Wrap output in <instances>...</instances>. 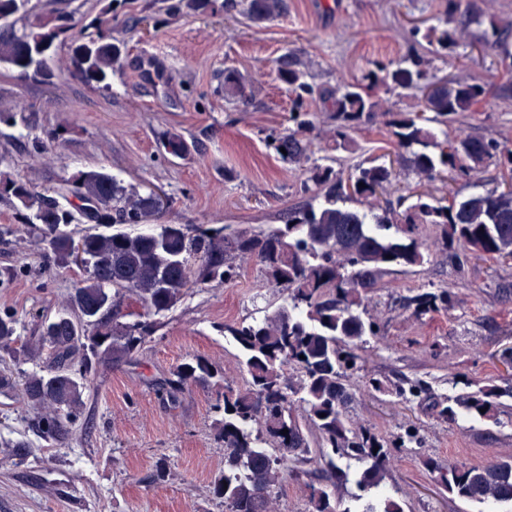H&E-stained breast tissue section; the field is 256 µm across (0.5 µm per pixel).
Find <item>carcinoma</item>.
<instances>
[{"instance_id": "cac0c4a2", "label": "carcinoma", "mask_w": 512, "mask_h": 512, "mask_svg": "<svg viewBox=\"0 0 512 512\" xmlns=\"http://www.w3.org/2000/svg\"><path fill=\"white\" fill-rule=\"evenodd\" d=\"M211 0H159L150 4L159 12L195 15ZM28 0H0V64L19 75L54 77L48 60L57 44H70L72 76L96 87L110 86L121 61V48L109 39L112 6L90 24L77 28L70 13L51 9L15 29L18 14ZM246 14L254 21L280 17L287 0H246ZM94 33H87V29ZM432 54L456 44L448 30L432 27L426 35ZM287 52L276 62V77L288 86L293 126L269 135L275 151L285 149L292 163L307 159L308 133L315 127L320 101L334 123L333 144L348 151L355 146L351 133L384 118L397 157L406 161L419 180L432 181L446 170L476 176L493 165L502 182H512V151L501 150L478 136L448 138L437 128L455 123L486 96L480 83L433 80L429 61L410 56L397 63H374L362 79L324 90L307 80ZM433 91L414 112H387L369 90L377 85L389 91H413L425 81ZM252 86L232 68L224 69V97L242 103L252 98ZM165 151L181 156L187 142L169 133ZM397 173L393 164L366 159L346 178L330 165L311 169L314 195L288 209L286 223L273 231L247 228L233 235L222 227L161 224L150 234L115 230L117 224H139L161 211L158 195L141 196L127 190L113 176L79 171L64 181L68 207L46 203L31 186L11 177L0 178V195L15 198L30 211L29 223L38 226L46 256L64 265L74 260L88 268V277L76 282L67 309L44 320L35 338L38 350L49 351L46 375L32 374L22 384V400L34 409L50 408L40 433L48 440L64 436L83 406L88 378L100 364L130 360L139 353L155 327L151 318L172 309L192 282L227 283L240 273L241 260L260 267L266 280L279 288L284 304L263 318L224 323V335L238 345L249 381L243 388L224 384L217 408L215 436L224 446V470L211 484V493L224 503V512H274L281 486L300 475V466L319 459L334 471L336 460L350 458L361 465L358 484L376 492L360 512H403L385 489L384 479L393 452L419 443L417 430L387 440L372 428L349 417L351 375L362 370L355 347L376 335V322L367 313L369 294L380 287L395 266L422 264L423 236L438 238L458 270L473 258L498 263L512 261V190L454 193L440 199L417 189L401 195L377 214L346 207L351 201L372 204L390 186ZM85 220L98 227L79 239L65 230ZM142 306L140 320L123 323L125 298ZM448 288L408 289L400 296L404 308L418 317L454 306ZM223 378L222 369L201 356L184 362L173 378L158 390L176 402L190 385H207ZM376 391L403 401L419 397L422 387L404 380L386 385L364 373ZM512 398V388L485 385L442 408L437 418L459 416L494 419L500 399ZM288 433H282V430ZM434 480L463 502H512V458L484 466L448 465L425 461ZM307 512H336L325 492L312 491Z\"/></svg>"}]
</instances>
